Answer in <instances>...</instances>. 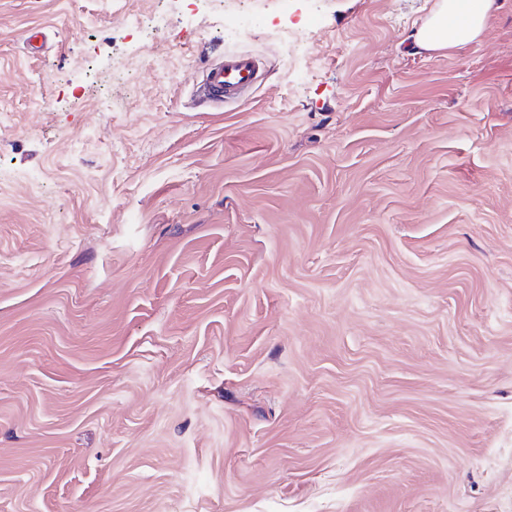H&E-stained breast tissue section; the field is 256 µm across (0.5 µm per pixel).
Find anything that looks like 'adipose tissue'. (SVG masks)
<instances>
[{
    "label": "adipose tissue",
    "mask_w": 512,
    "mask_h": 512,
    "mask_svg": "<svg viewBox=\"0 0 512 512\" xmlns=\"http://www.w3.org/2000/svg\"><path fill=\"white\" fill-rule=\"evenodd\" d=\"M496 0H438L430 18L416 32L423 51H441L471 43L484 32Z\"/></svg>",
    "instance_id": "obj_1"
}]
</instances>
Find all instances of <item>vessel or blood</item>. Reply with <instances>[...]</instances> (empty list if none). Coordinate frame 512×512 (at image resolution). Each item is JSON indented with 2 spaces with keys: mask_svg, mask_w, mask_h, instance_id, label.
Here are the masks:
<instances>
[{
  "mask_svg": "<svg viewBox=\"0 0 512 512\" xmlns=\"http://www.w3.org/2000/svg\"><path fill=\"white\" fill-rule=\"evenodd\" d=\"M266 75V62L260 55L228 51L222 59L211 63L201 90L202 98L215 106L241 102L260 85Z\"/></svg>",
  "mask_w": 512,
  "mask_h": 512,
  "instance_id": "vessel-or-blood-1",
  "label": "vessel or blood"
}]
</instances>
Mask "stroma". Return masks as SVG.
Returning <instances> with one entry per match:
<instances>
[{"label": "stroma", "instance_id": "stroma-1", "mask_svg": "<svg viewBox=\"0 0 512 512\" xmlns=\"http://www.w3.org/2000/svg\"><path fill=\"white\" fill-rule=\"evenodd\" d=\"M498 2L0 0V512H512ZM497 0H439L430 18L416 32L422 51H441L471 43L484 32ZM266 75L265 59L249 52L228 51L205 71L202 99L215 106L241 102Z\"/></svg>", "mask_w": 512, "mask_h": 512}]
</instances>
